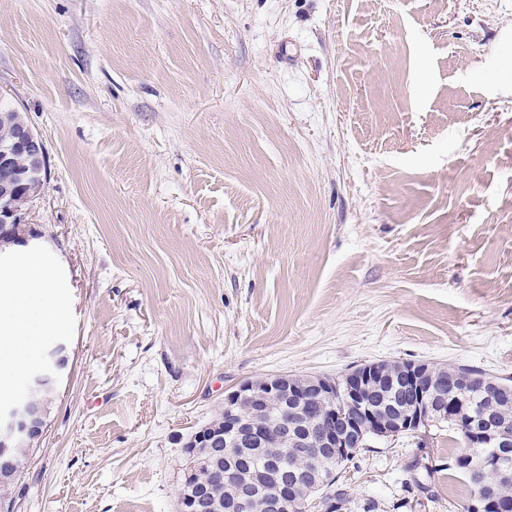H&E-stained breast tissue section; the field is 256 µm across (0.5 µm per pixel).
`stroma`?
<instances>
[{"instance_id":"35a3bbf8","label":"stroma","mask_w":512,"mask_h":512,"mask_svg":"<svg viewBox=\"0 0 512 512\" xmlns=\"http://www.w3.org/2000/svg\"><path fill=\"white\" fill-rule=\"evenodd\" d=\"M512 0H0V95L69 364L13 512H177L246 379L382 360L512 376ZM447 427L352 498L462 512Z\"/></svg>"}]
</instances>
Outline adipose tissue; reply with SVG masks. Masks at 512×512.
I'll return each mask as SVG.
<instances>
[{
    "label": "adipose tissue",
    "instance_id": "1",
    "mask_svg": "<svg viewBox=\"0 0 512 512\" xmlns=\"http://www.w3.org/2000/svg\"><path fill=\"white\" fill-rule=\"evenodd\" d=\"M31 245L0 256V369L23 367L28 341L54 333L62 319L52 275L33 264Z\"/></svg>",
    "mask_w": 512,
    "mask_h": 512
}]
</instances>
